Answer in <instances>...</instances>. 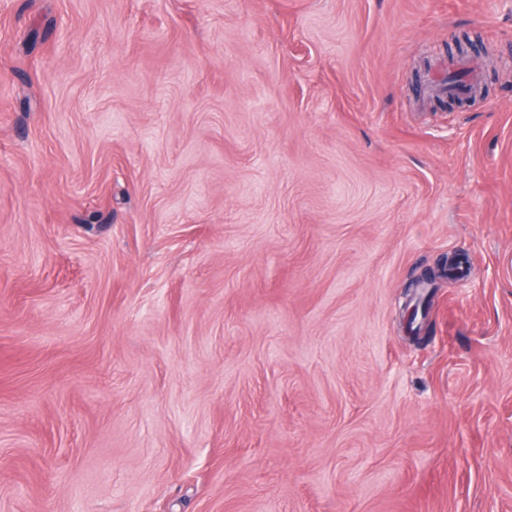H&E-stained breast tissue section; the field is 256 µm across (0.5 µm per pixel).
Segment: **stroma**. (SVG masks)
Returning a JSON list of instances; mask_svg holds the SVG:
<instances>
[{"instance_id":"stroma-1","label":"stroma","mask_w":512,"mask_h":512,"mask_svg":"<svg viewBox=\"0 0 512 512\" xmlns=\"http://www.w3.org/2000/svg\"><path fill=\"white\" fill-rule=\"evenodd\" d=\"M0 512H512V0H0Z\"/></svg>"}]
</instances>
